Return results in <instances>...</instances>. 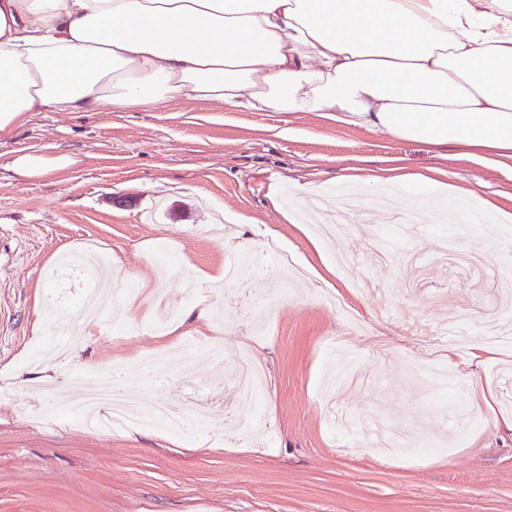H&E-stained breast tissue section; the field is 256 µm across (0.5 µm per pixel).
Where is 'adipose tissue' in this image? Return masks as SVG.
I'll return each mask as SVG.
<instances>
[{"label": "adipose tissue", "instance_id": "adipose-tissue-1", "mask_svg": "<svg viewBox=\"0 0 512 512\" xmlns=\"http://www.w3.org/2000/svg\"><path fill=\"white\" fill-rule=\"evenodd\" d=\"M160 100L512 159V0H0V138L34 112ZM77 164L10 168L39 180Z\"/></svg>", "mask_w": 512, "mask_h": 512}]
</instances>
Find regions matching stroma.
I'll use <instances>...</instances> for the list:
<instances>
[{
  "label": "stroma",
  "instance_id": "1",
  "mask_svg": "<svg viewBox=\"0 0 512 512\" xmlns=\"http://www.w3.org/2000/svg\"><path fill=\"white\" fill-rule=\"evenodd\" d=\"M23 153L82 163L20 182ZM394 166L448 191L407 197ZM343 189L348 228L314 250L299 205ZM270 239L291 269L263 255ZM485 243L512 264L511 159L197 101L32 113L0 139V512H512V433L494 421L512 414V346L480 366L457 352L438 381L409 365L427 340L408 322L462 317L477 346L512 317L486 270L448 257ZM103 252L134 293L84 336L71 325L95 281L78 263ZM230 264L221 286L199 281ZM187 342V379L230 402L238 355L262 366L256 422L231 406L191 432L74 421L71 397L113 363ZM50 345L65 362L34 361Z\"/></svg>",
  "mask_w": 512,
  "mask_h": 512
}]
</instances>
